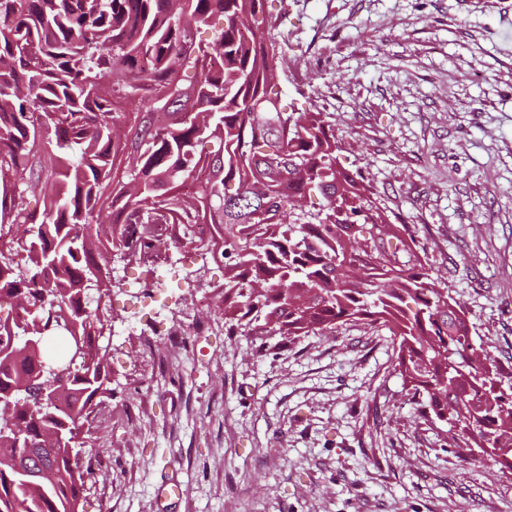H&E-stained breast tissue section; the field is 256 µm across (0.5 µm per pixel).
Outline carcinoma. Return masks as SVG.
Listing matches in <instances>:
<instances>
[{
    "label": "carcinoma",
    "instance_id": "1",
    "mask_svg": "<svg viewBox=\"0 0 512 512\" xmlns=\"http://www.w3.org/2000/svg\"><path fill=\"white\" fill-rule=\"evenodd\" d=\"M177 2L0 0V296L25 313L0 319V512H83L78 423L112 394L102 263L153 264L157 224L224 261V335L268 351L272 336L377 325L414 409L512 469V378L473 365L463 305L343 167L327 113L281 104L268 0ZM217 18L196 41L192 26ZM129 98L142 111H123ZM43 131L67 153L50 157L37 211ZM59 321L84 348L61 376Z\"/></svg>",
    "mask_w": 512,
    "mask_h": 512
}]
</instances>
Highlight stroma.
Returning a JSON list of instances; mask_svg holds the SVG:
<instances>
[{
  "mask_svg": "<svg viewBox=\"0 0 512 512\" xmlns=\"http://www.w3.org/2000/svg\"><path fill=\"white\" fill-rule=\"evenodd\" d=\"M267 9L284 103L328 113L343 166L512 373V0ZM105 272L137 333L111 337L112 394L75 444L86 512H512V471L464 467L446 426L414 416L386 331L358 322L264 355L211 320L217 264Z\"/></svg>",
  "mask_w": 512,
  "mask_h": 512,
  "instance_id": "obj_1",
  "label": "stroma"
}]
</instances>
